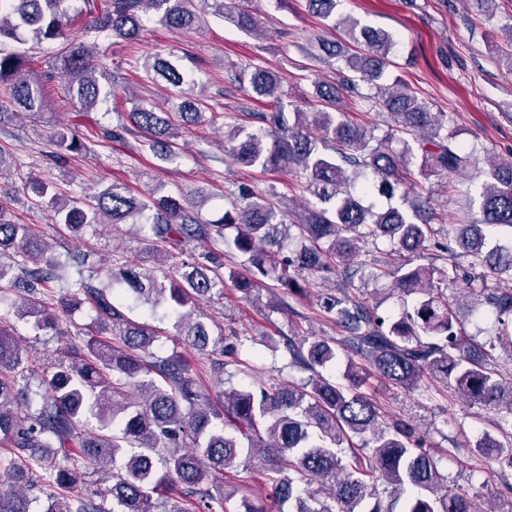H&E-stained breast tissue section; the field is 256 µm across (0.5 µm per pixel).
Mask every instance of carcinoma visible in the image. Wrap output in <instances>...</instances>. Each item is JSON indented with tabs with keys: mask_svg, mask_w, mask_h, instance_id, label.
Returning <instances> with one entry per match:
<instances>
[{
	"mask_svg": "<svg viewBox=\"0 0 512 512\" xmlns=\"http://www.w3.org/2000/svg\"><path fill=\"white\" fill-rule=\"evenodd\" d=\"M68 0H0V84L18 114L42 112L47 102L38 78L11 43L62 42L55 69L67 77V93L77 113L93 112L113 96L121 66L109 84L97 76L100 64L87 42L71 34ZM341 0H308L324 25L343 30L351 48L325 43L326 56L343 63L352 77L343 88L372 102L394 119L379 139L336 109V86L314 85L318 107L289 113L278 96L279 76L260 65L235 79L252 94L268 98L251 113L264 135L238 126L224 135V152L244 168L275 171L294 168L313 202L285 212L283 203L251 188L238 187L229 206L214 219L202 217L207 199L179 192L132 195L114 183L92 196L67 199L46 182L18 174L22 188L47 204L56 223L73 235L94 224H134L156 244L167 271L126 262L112 266L103 281H80L79 298L54 296L71 272L82 273L89 254L78 249L56 257L33 237L27 224L6 218L0 200V512H34L28 489L55 501L69 489L65 512H474L468 494L448 488L435 456L403 419H387L366 392L369 372L407 390L425 389L437 378L462 398L485 407L508 406V417L494 423L501 438L485 433L482 459L499 471H512V373L489 363L488 350L512 353V288L494 283L512 275V245L488 246L484 229H512V159L479 169L480 149L467 147L448 127V115L433 112L407 84L383 86L396 44L386 31L360 25L337 12ZM211 14L245 33L259 30L258 16L224 0H105L89 9L85 33L133 41L144 23L155 20L185 30ZM146 81H164L173 91L163 106L141 103L127 121L103 131L123 139L144 133L142 147L164 163L180 158L174 139L179 127L215 121L207 100L195 92L186 68L157 54L143 65ZM367 92H361V89ZM414 136L412 149L406 136ZM399 139L400 151L388 147ZM56 157L80 155L85 145L68 126L51 132ZM418 175L446 172L472 180L479 175L481 218L452 224L446 250L464 264L414 265L401 252L427 247L435 230L426 209L409 201L410 166ZM389 201L378 208L365 197ZM400 196L408 208L390 204ZM385 240L390 250L360 263L339 288L321 297L323 316L342 330L336 338L288 337L289 365L309 373L301 383L260 381L247 389L231 387L214 403L197 374L180 355L153 351L157 329L131 320L125 310L142 308L150 317L176 319L178 336L221 377L228 359L238 356L241 337L221 339L219 355L209 349L211 332L196 312L199 304L224 294V251L198 256L181 249L192 241H217L243 257L244 272L229 279L245 298L274 287L305 294L300 280L323 279L350 268L359 244ZM362 281L392 279L403 310L380 311L352 292ZM454 299L448 300V290ZM77 304L93 313L92 322L67 337L63 355L43 370L41 391L19 383L29 370L9 317L31 318L39 330H60ZM493 309L489 345L467 335L460 310ZM97 334H108L102 341ZM343 350L361 361L350 364L338 381L327 370ZM98 422L87 432L89 419ZM260 466L269 485L254 497L229 479L212 493L215 476L229 474L239 459ZM110 475L112 484L87 480L89 471ZM112 508H107V502Z\"/></svg>",
	"mask_w": 512,
	"mask_h": 512,
	"instance_id": "cac0c4a2",
	"label": "carcinoma"
}]
</instances>
